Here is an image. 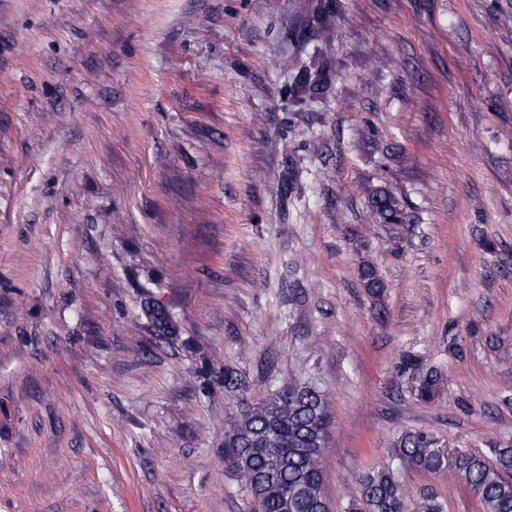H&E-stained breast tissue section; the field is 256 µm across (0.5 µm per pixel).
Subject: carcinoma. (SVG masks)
Listing matches in <instances>:
<instances>
[{
    "label": "carcinoma",
    "instance_id": "carcinoma-1",
    "mask_svg": "<svg viewBox=\"0 0 512 512\" xmlns=\"http://www.w3.org/2000/svg\"><path fill=\"white\" fill-rule=\"evenodd\" d=\"M326 85L309 76L299 80L297 95L313 100ZM369 215L379 224L399 225L407 220L397 198L386 187L375 189ZM365 288L380 296L383 282L375 265L359 267ZM143 313L154 329L175 333L167 308L149 296ZM403 370L415 375L412 394L419 402L433 401L442 376L425 369L414 354L403 356ZM228 397L242 398L250 390L247 376L226 364L219 377ZM243 409L224 433V463L229 473L251 494L256 512H331L324 491L325 478L318 462L328 445L330 415L320 392L312 387L290 388L273 398L242 402ZM402 465L431 473H454L462 477L482 512H512V448H496L492 456L481 451L452 453L420 431L395 437L389 448ZM359 500L348 512H407L408 505L390 468L373 470L360 480Z\"/></svg>",
    "mask_w": 512,
    "mask_h": 512
}]
</instances>
